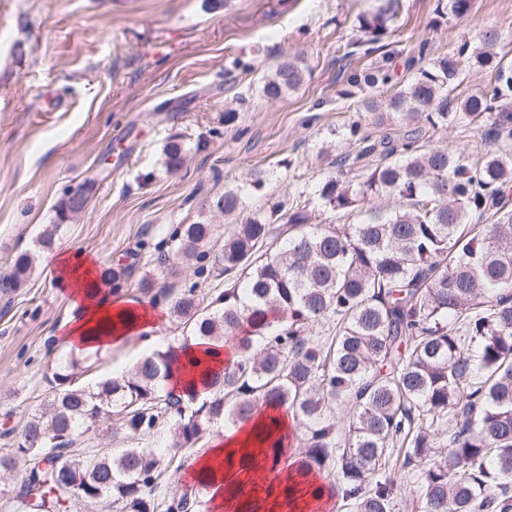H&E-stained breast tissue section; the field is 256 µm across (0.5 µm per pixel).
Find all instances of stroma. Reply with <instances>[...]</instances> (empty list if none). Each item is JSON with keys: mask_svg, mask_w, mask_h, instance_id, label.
I'll return each instance as SVG.
<instances>
[{"mask_svg": "<svg viewBox=\"0 0 512 512\" xmlns=\"http://www.w3.org/2000/svg\"><path fill=\"white\" fill-rule=\"evenodd\" d=\"M379 0H0V274L17 253L59 224L53 253L121 265L122 294L168 305L166 290L224 287L160 244L195 218L200 203L253 170L282 173L278 192L327 172L319 148L347 122L357 100L352 73L387 68L400 88L417 69L414 46L449 53L478 27L502 34L512 59V0H472L469 19L437 21V0H400L389 37L364 45L359 19ZM304 81L279 99L262 86L278 61ZM236 118L225 123V110ZM182 134L191 147L174 174L162 146ZM90 189L80 214L59 204ZM160 264V290L139 281ZM44 266L20 288L0 287V430L19 427L46 395L62 355L54 337L78 317ZM181 333L163 315L153 342L131 339L102 353L81 381L111 376Z\"/></svg>", "mask_w": 512, "mask_h": 512, "instance_id": "1", "label": "stroma"}]
</instances>
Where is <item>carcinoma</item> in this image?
Masks as SVG:
<instances>
[{
	"label": "carcinoma",
	"mask_w": 512,
	"mask_h": 512,
	"mask_svg": "<svg viewBox=\"0 0 512 512\" xmlns=\"http://www.w3.org/2000/svg\"><path fill=\"white\" fill-rule=\"evenodd\" d=\"M399 9L400 0H383L365 16L366 42H379ZM471 9L472 0H448L436 11L463 20ZM500 41L487 26L435 58L421 40L423 65L385 100L376 92L387 70L354 80L373 91L361 104L374 131L359 116L330 130L352 150L319 181L277 195L273 174L259 170L179 225L164 244L200 270L210 265L224 290L207 302L193 287L175 294L170 317L183 335L119 375L81 385L91 354L56 360L51 392L21 429L0 434L12 437L0 473L25 464L8 497L12 512H74L78 503L206 512L220 466L175 489L185 461L202 457L221 427L267 407L294 417V480L334 478L329 488L345 512H394L411 485L423 512H512V154L433 144L452 126L486 127L492 142L512 143V64ZM465 70L488 71L493 83L454 99ZM303 79L285 59L263 93L275 100ZM189 152L183 135L170 136L166 170L181 168ZM253 197L264 203L248 212ZM85 206L68 194L59 219ZM244 211L213 249L212 215ZM58 228L17 255L0 278L5 287H22ZM193 339L236 354L218 371L189 361L210 392L202 400L162 387ZM103 420L124 447H81ZM258 438L263 458H276L280 439Z\"/></svg>",
	"instance_id": "1"
}]
</instances>
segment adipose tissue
I'll return each mask as SVG.
<instances>
[{
  "label": "adipose tissue",
  "instance_id": "ef3b65f1",
  "mask_svg": "<svg viewBox=\"0 0 512 512\" xmlns=\"http://www.w3.org/2000/svg\"><path fill=\"white\" fill-rule=\"evenodd\" d=\"M53 266L58 282L80 311L78 318L61 326L59 343L65 349L105 352L155 328L158 318L147 306H134L132 299L113 296L111 290L101 288L93 259L62 253L54 257ZM132 309L138 311V319L130 325L116 326L118 315ZM268 426L287 438L295 423L287 412L266 409L246 426L224 430L206 456L190 462L189 473L193 476L221 464V476L212 491L216 512H308L313 499L306 487L296 485L287 491L279 480L255 476L252 436Z\"/></svg>",
  "mask_w": 512,
  "mask_h": 512
}]
</instances>
